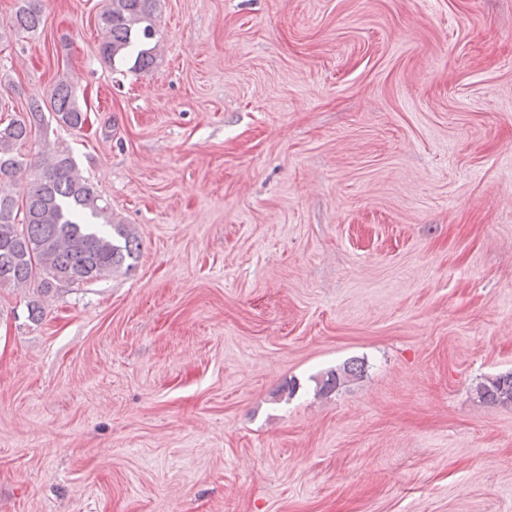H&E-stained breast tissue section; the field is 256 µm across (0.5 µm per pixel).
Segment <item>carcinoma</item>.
Segmentation results:
<instances>
[{
    "label": "carcinoma",
    "mask_w": 512,
    "mask_h": 512,
    "mask_svg": "<svg viewBox=\"0 0 512 512\" xmlns=\"http://www.w3.org/2000/svg\"><path fill=\"white\" fill-rule=\"evenodd\" d=\"M156 2L109 0L99 17V54L105 63L114 66L132 58L135 71L154 64ZM42 24L39 0H20L14 27L35 32ZM50 104L62 126L81 129L87 122V113L76 104L75 88L66 79L58 81ZM44 122L43 104L37 99L26 112L0 119V288H22L35 279L43 292L87 285L122 268L130 270L139 257L130 226L114 221L95 185L81 175L65 150L53 151L39 164L41 173L25 198L13 196L22 149ZM357 373L352 365L332 371L322 389L334 390ZM476 391L486 402L512 403V373L489 378Z\"/></svg>",
    "instance_id": "carcinoma-1"
}]
</instances>
